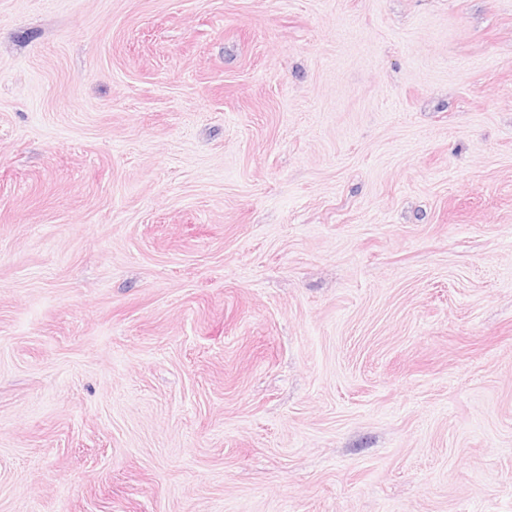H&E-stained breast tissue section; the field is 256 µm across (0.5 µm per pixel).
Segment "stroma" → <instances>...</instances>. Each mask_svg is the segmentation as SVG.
I'll return each mask as SVG.
<instances>
[{"label": "stroma", "mask_w": 512, "mask_h": 512, "mask_svg": "<svg viewBox=\"0 0 512 512\" xmlns=\"http://www.w3.org/2000/svg\"><path fill=\"white\" fill-rule=\"evenodd\" d=\"M0 512H512V0H0Z\"/></svg>", "instance_id": "obj_1"}]
</instances>
